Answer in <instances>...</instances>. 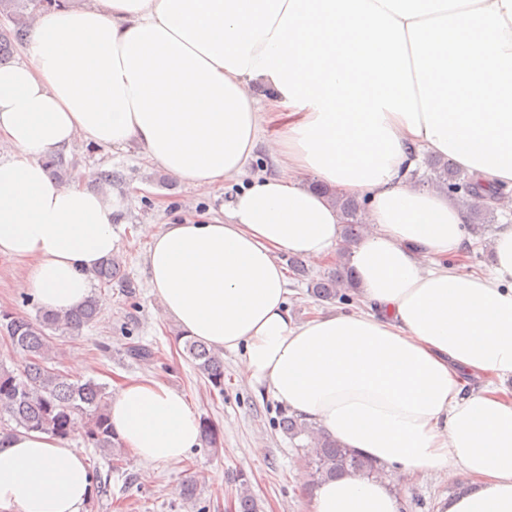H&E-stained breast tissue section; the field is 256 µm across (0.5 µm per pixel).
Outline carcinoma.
Segmentation results:
<instances>
[{
    "label": "carcinoma",
    "mask_w": 512,
    "mask_h": 512,
    "mask_svg": "<svg viewBox=\"0 0 512 512\" xmlns=\"http://www.w3.org/2000/svg\"><path fill=\"white\" fill-rule=\"evenodd\" d=\"M47 8L49 5L43 0H0V18L10 23L8 27H0V60L24 41L34 15ZM46 166L57 179L64 182L69 179L71 164L64 157H51ZM425 180L431 187L455 197L469 210V233L480 235L495 223L497 207L490 205L488 199L504 197L503 190L487 189L473 175L444 159L428 161ZM313 187L322 190L344 218L336 267L326 276L314 279L309 277L302 259L290 258L289 266L294 276L309 281L310 294L316 300L329 301L338 296L345 297L347 292L355 289L354 268L350 264L352 246L367 231V224L364 206L356 197H339L335 191L319 183ZM94 279L106 287L115 283L128 292L134 288L115 258L104 261L95 271ZM101 309V298L94 294L81 307L62 315L41 310L31 318L13 311H0V328L7 333L12 346L26 352L29 357L20 374L0 365V416L7 417L3 431H45L67 439L81 428L87 444L102 455L116 460L125 453L108 420L110 393L107 387L93 378L73 381L58 371L55 367L56 352L51 337L46 333L49 329L77 334L98 319ZM184 351L208 384L224 392V358L221 353L191 338L185 339ZM278 424L291 440L304 439L300 447L313 469L315 486L348 475L377 478L384 474L383 465L355 448L343 446L317 424L286 409L280 411ZM201 435L206 446L218 447L220 430L208 417L201 420ZM237 482L240 488L237 512H259L247 476L239 474Z\"/></svg>",
    "instance_id": "obj_1"
}]
</instances>
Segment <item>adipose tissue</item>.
Masks as SVG:
<instances>
[{"label":"adipose tissue","mask_w":512,"mask_h":512,"mask_svg":"<svg viewBox=\"0 0 512 512\" xmlns=\"http://www.w3.org/2000/svg\"><path fill=\"white\" fill-rule=\"evenodd\" d=\"M265 130L276 177L253 180L223 219L151 231L165 314L242 350L245 378L347 447L466 477L437 512H512V224L489 273H460L447 258L463 253L468 211L403 181L423 150L512 189V0H76L42 13L0 65V255L25 263L18 286L40 307L75 308L118 251L115 208L50 179L46 157L134 143L214 188L245 174ZM303 172L368 196L370 231L351 255L366 309L300 324L278 255L326 260L343 222ZM109 416L146 461L180 466L200 442L196 410L152 378L119 385ZM93 486L68 442L0 438V512H86ZM310 512L399 503L387 482L345 476Z\"/></svg>","instance_id":"adipose-tissue-1"}]
</instances>
